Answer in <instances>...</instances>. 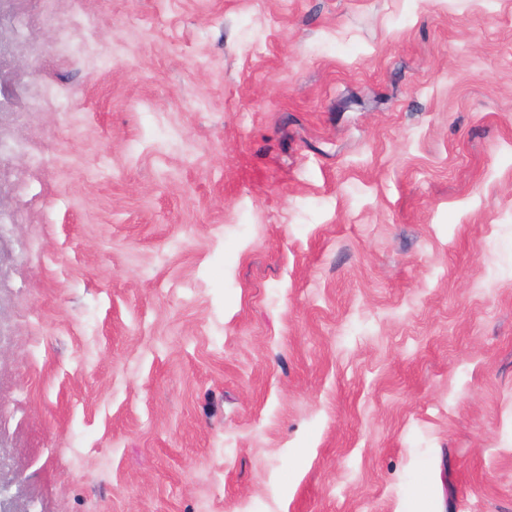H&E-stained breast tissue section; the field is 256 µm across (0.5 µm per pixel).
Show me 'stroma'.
I'll list each match as a JSON object with an SVG mask.
<instances>
[{"label":"stroma","instance_id":"35a3bbf8","mask_svg":"<svg viewBox=\"0 0 512 512\" xmlns=\"http://www.w3.org/2000/svg\"><path fill=\"white\" fill-rule=\"evenodd\" d=\"M0 512H512V0H0Z\"/></svg>","mask_w":512,"mask_h":512}]
</instances>
